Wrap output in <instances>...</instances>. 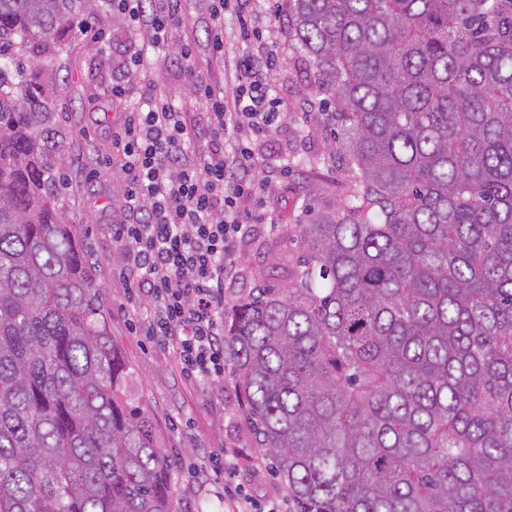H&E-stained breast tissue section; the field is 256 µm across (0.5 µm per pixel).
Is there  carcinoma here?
Masks as SVG:
<instances>
[{"label":"carcinoma","mask_w":512,"mask_h":512,"mask_svg":"<svg viewBox=\"0 0 512 512\" xmlns=\"http://www.w3.org/2000/svg\"><path fill=\"white\" fill-rule=\"evenodd\" d=\"M288 5L348 200L224 316L288 512H512V0ZM65 10L0 0V512H173L23 80Z\"/></svg>","instance_id":"carcinoma-1"}]
</instances>
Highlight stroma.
<instances>
[{
  "label": "stroma",
  "instance_id": "obj_1",
  "mask_svg": "<svg viewBox=\"0 0 512 512\" xmlns=\"http://www.w3.org/2000/svg\"><path fill=\"white\" fill-rule=\"evenodd\" d=\"M278 24L259 17L260 27L275 29L274 48L279 64L271 76L274 94L288 104L281 127L261 142L267 168L276 186L268 205L274 223L261 222L259 201L247 202L255 218L250 236L238 244L240 264L224 281L227 303L248 298L260 284H280L282 270L272 268L271 256L296 262L300 253L298 225L307 223L310 209H337L347 195V174L340 157L331 151L334 126L324 115V96L311 88L307 63L288 36V0H277ZM183 20L167 42L156 49L155 81L159 90L185 112L188 124H198L204 107L191 93L190 81L176 58L190 43L196 72L214 88H222L224 56L236 53L237 20L224 16V51L216 53L210 30V0H183ZM92 24L105 35V48L90 45L73 31L66 53H27L25 76L52 80L54 127L67 150V163L58 174L64 180L58 201L77 225L92 261L112 342L130 367L135 401L151 421L170 461L176 512H233L251 501L256 512H287L288 492L271 470L247 420L243 397L232 375L205 386L188 379L174 349L145 336L142 330L150 307L146 293L123 276V250L112 237L119 214L123 175L120 164L103 165L115 155L112 127L123 113L141 105V90L129 83L124 101L109 93L117 75L113 59L128 49L132 35L126 24L98 12ZM228 456V471L210 469V457Z\"/></svg>",
  "mask_w": 512,
  "mask_h": 512
}]
</instances>
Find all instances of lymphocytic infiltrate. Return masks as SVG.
<instances>
[{
	"label": "lymphocytic infiltrate",
	"mask_w": 512,
	"mask_h": 512,
	"mask_svg": "<svg viewBox=\"0 0 512 512\" xmlns=\"http://www.w3.org/2000/svg\"><path fill=\"white\" fill-rule=\"evenodd\" d=\"M262 0H212V42L224 49V12L233 8L242 53L228 56L230 92L214 90L195 71L187 76L207 110L202 127L158 92L149 52L182 21V0H100L134 33L116 67L140 75L145 109L124 113L113 131L126 175L114 239L129 258L128 276L151 298L148 330L178 354L186 375L205 383L224 378V278L237 268V243L252 231L246 202L272 188L260 180L258 149L283 120L271 93L276 58L254 25ZM207 154L190 153L200 136Z\"/></svg>",
	"instance_id": "f902f5d3"
}]
</instances>
